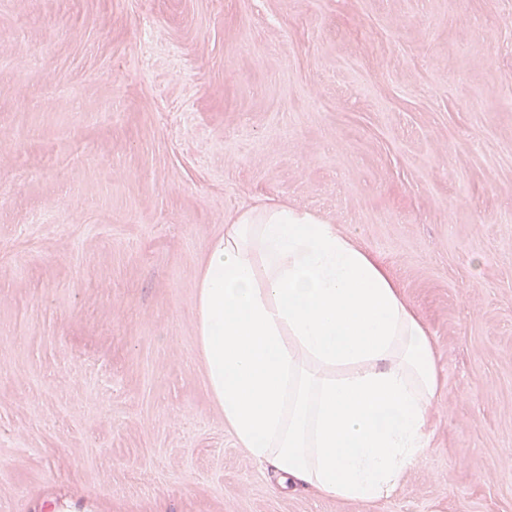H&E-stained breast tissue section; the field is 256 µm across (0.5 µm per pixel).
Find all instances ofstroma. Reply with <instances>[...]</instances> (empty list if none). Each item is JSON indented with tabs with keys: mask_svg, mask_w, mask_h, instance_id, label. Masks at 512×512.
<instances>
[{
	"mask_svg": "<svg viewBox=\"0 0 512 512\" xmlns=\"http://www.w3.org/2000/svg\"><path fill=\"white\" fill-rule=\"evenodd\" d=\"M265 200L434 342L388 499L280 488L212 398L198 271ZM0 512H512V0H0Z\"/></svg>",
	"mask_w": 512,
	"mask_h": 512,
	"instance_id": "35a3bbf8",
	"label": "stroma"
}]
</instances>
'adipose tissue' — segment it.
I'll return each instance as SVG.
<instances>
[{
	"mask_svg": "<svg viewBox=\"0 0 512 512\" xmlns=\"http://www.w3.org/2000/svg\"><path fill=\"white\" fill-rule=\"evenodd\" d=\"M195 306L224 423L280 484L376 502L428 452L441 384L430 333L336 225L278 203L231 213Z\"/></svg>",
	"mask_w": 512,
	"mask_h": 512,
	"instance_id": "ef3b65f1",
	"label": "adipose tissue"
}]
</instances>
